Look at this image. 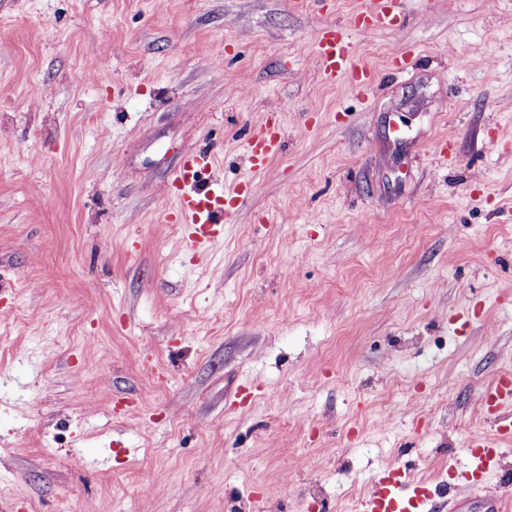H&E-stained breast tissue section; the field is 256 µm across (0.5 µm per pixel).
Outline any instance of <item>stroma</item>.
I'll return each mask as SVG.
<instances>
[{
	"label": "stroma",
	"mask_w": 512,
	"mask_h": 512,
	"mask_svg": "<svg viewBox=\"0 0 512 512\" xmlns=\"http://www.w3.org/2000/svg\"><path fill=\"white\" fill-rule=\"evenodd\" d=\"M365 4L0 0V512L447 508L512 372V0H405L360 95L315 42ZM191 151L245 192L201 255ZM281 140V129L274 116L249 131L241 148L255 172H263L268 168L271 158L280 150ZM437 508L434 492L415 483L406 472L388 468L357 502L358 512H430Z\"/></svg>",
	"instance_id": "1"
}]
</instances>
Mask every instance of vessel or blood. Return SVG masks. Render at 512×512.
<instances>
[{"instance_id":"1","label":"vessel or blood","mask_w":512,"mask_h":512,"mask_svg":"<svg viewBox=\"0 0 512 512\" xmlns=\"http://www.w3.org/2000/svg\"><path fill=\"white\" fill-rule=\"evenodd\" d=\"M401 4L402 0H369L367 7L354 19L357 32L367 36L399 27ZM315 56L327 82L347 80L351 89L360 94L370 91L375 84V73L354 63L348 34L342 28L331 25L319 31ZM281 140V130L272 116L249 131L241 148L254 171L268 168L271 158L280 150ZM211 170L209 154L189 153L182 158L174 179L177 188L175 219L188 227L187 244L200 253L206 252L215 226L228 216L227 194L223 185L213 178ZM481 402L493 431L471 437L467 466L451 470L455 487L462 491L480 486L508 454L503 443L512 439V374L505 372L494 376L484 388ZM436 508L433 491L396 468L386 469L357 503V512H435Z\"/></svg>"}]
</instances>
